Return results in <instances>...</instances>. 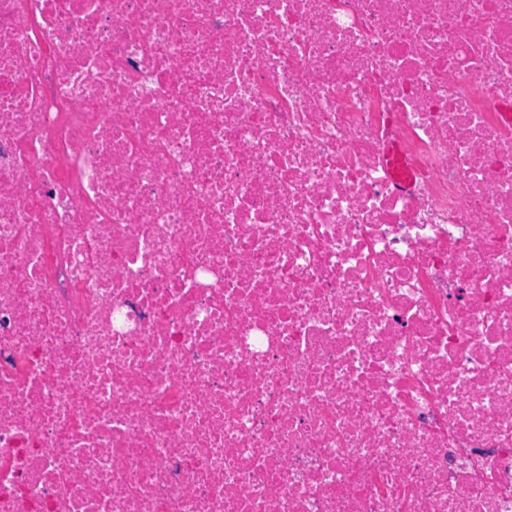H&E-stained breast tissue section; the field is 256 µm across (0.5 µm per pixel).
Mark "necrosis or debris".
I'll use <instances>...</instances> for the list:
<instances>
[{
	"label": "necrosis or debris",
	"mask_w": 512,
	"mask_h": 512,
	"mask_svg": "<svg viewBox=\"0 0 512 512\" xmlns=\"http://www.w3.org/2000/svg\"><path fill=\"white\" fill-rule=\"evenodd\" d=\"M507 103L512 0H0V512H512Z\"/></svg>",
	"instance_id": "1"
}]
</instances>
